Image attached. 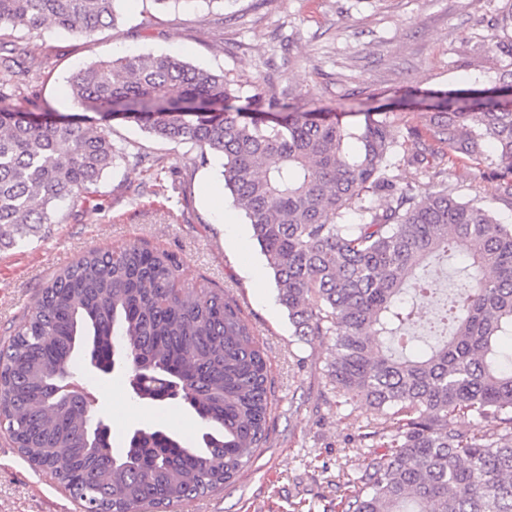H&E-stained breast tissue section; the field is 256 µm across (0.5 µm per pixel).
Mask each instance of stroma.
Returning a JSON list of instances; mask_svg holds the SVG:
<instances>
[{
	"instance_id": "stroma-1",
	"label": "stroma",
	"mask_w": 512,
	"mask_h": 512,
	"mask_svg": "<svg viewBox=\"0 0 512 512\" xmlns=\"http://www.w3.org/2000/svg\"><path fill=\"white\" fill-rule=\"evenodd\" d=\"M501 7V0H217L159 13L151 0H123L117 28L88 38L49 25L23 33V64L1 87L38 118L76 113L64 87L77 68L99 56L170 53L247 88L292 94L300 109L330 108L346 123L357 121L360 104H392V119L415 130L404 140L412 153L432 114L407 104L408 89L481 87L495 77L500 63L484 42ZM111 137L128 158L103 177L94 200L63 206L45 232L0 250V342L19 330L44 285L89 248L135 242L174 253L185 283L218 286L237 301L272 382L267 442L233 485L208 496L210 512H291L293 502L331 498L338 474L366 455L358 437L376 422L375 412L336 397L327 380V339L295 335L250 224L230 194L218 203L207 198L208 183L223 181L220 161L133 123L113 122ZM149 161L161 167L160 179L147 172ZM499 183L491 158L443 148L411 185L419 196L445 187L465 200L485 197L500 223L512 225V199ZM86 379L115 443L155 425L195 442L201 423L182 401H133L120 370L90 368ZM0 512H81L1 428Z\"/></svg>"
}]
</instances>
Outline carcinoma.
<instances>
[{
	"label": "carcinoma",
	"instance_id": "1",
	"mask_svg": "<svg viewBox=\"0 0 512 512\" xmlns=\"http://www.w3.org/2000/svg\"><path fill=\"white\" fill-rule=\"evenodd\" d=\"M122 0H0V45L46 23L91 36L114 27ZM488 49L511 59L483 89H414L432 101L429 135L413 154L381 108L342 124L292 110L244 84L168 54L99 57L67 81L98 115L38 121L0 90V249L55 223L58 204L85 202L128 153L110 122L223 159L224 187L251 225L296 336L331 340L328 381L344 403L379 416V440L336 481L323 512H512V226L483 200L443 188L426 197L384 176L420 172L445 145L469 159L490 146L512 198V0ZM387 205H363L369 191ZM359 211V222H346ZM467 257L462 276L413 345L407 290L428 297L430 261ZM178 258L130 243L86 251L43 288L0 345V424L19 452L51 473L84 512H168L232 485L269 433L272 389L263 349L235 300L188 286ZM124 364L133 398L158 405L180 387L200 419L193 446L163 427L137 429L121 449L98 437L94 399L53 396L76 357ZM482 421L461 431L454 416Z\"/></svg>",
	"mask_w": 512,
	"mask_h": 512
}]
</instances>
